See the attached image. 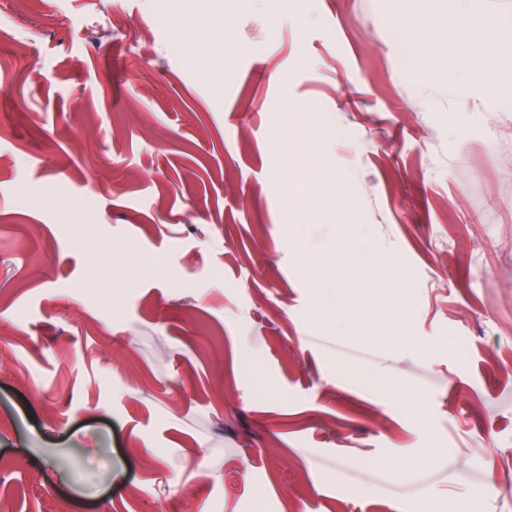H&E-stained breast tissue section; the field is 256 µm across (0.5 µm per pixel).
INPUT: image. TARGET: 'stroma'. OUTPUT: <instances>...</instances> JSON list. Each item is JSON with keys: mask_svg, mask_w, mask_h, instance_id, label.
Wrapping results in <instances>:
<instances>
[{"mask_svg": "<svg viewBox=\"0 0 512 512\" xmlns=\"http://www.w3.org/2000/svg\"><path fill=\"white\" fill-rule=\"evenodd\" d=\"M400 14L0 0V512H512V75ZM396 25L415 48L435 43L446 44V40H441L442 27L438 24H428L419 16L401 15L397 18ZM423 462V458L415 453H403L394 457H388L381 460L374 468H387L396 474H408L415 471ZM370 468L366 472V479L363 484L365 491H373L375 485L372 480L373 469Z\"/></svg>", "mask_w": 512, "mask_h": 512, "instance_id": "1", "label": "stroma"}]
</instances>
